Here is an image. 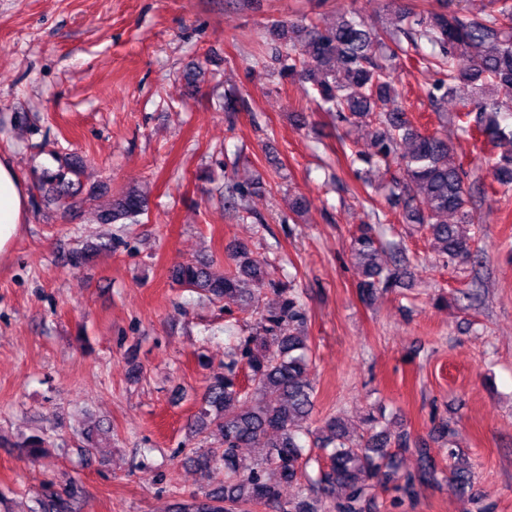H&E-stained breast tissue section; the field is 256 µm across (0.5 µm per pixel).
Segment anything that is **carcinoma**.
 <instances>
[{
    "label": "carcinoma",
    "instance_id": "cac0c4a2",
    "mask_svg": "<svg viewBox=\"0 0 512 512\" xmlns=\"http://www.w3.org/2000/svg\"><path fill=\"white\" fill-rule=\"evenodd\" d=\"M438 7L416 13L398 0H390L393 27L377 29L358 12L341 8L336 20L320 26L301 18L273 26L279 40L278 59L283 71L298 82L305 94H313L319 107L347 124L363 123L374 128L370 151L357 154L368 165L381 161L400 166L403 193L402 222L417 224L438 260L460 266L473 253V190L463 169L451 155L448 141L414 125L395 86L393 74L373 54L375 46L388 38L397 50L401 39L418 47L425 42L431 53L421 56L425 67L441 75L434 90L445 99L455 84L466 82L474 89L472 108L455 115L458 130L466 136L503 148L493 167L499 193L512 194V0L501 7L472 12L468 0H437ZM77 174L72 163L46 175L66 197ZM147 192L134 187L112 201L100 216L103 224L133 221L144 214ZM352 255L363 280L359 292L369 299L378 291L398 286L407 274L401 260L382 264L388 248L369 224L362 225L352 239ZM230 271L215 276L205 257L180 265L173 283L198 292L226 306L237 305L267 287L279 297L262 310L255 332L237 337L225 353L224 372L210 376L203 393L204 408L195 432L210 428L221 437L220 452L197 455L206 475L224 474V488L181 504L179 512H248L263 506L276 512H318L317 505L329 501L327 512H368L376 508L370 491L377 483L393 484L411 498L416 486L436 471L435 460L422 453L415 474L401 475L397 452L409 448L407 435L393 434L380 426V417L369 414L365 428L354 436L335 415L321 421L312 433V444L327 451L326 465L319 467L311 484L315 498L302 495L284 499L280 487L299 481L303 462L309 461L301 442L302 423L315 407V388L309 378L313 355L305 333L307 313L294 288H281L269 278L266 268L250 257L245 244L231 255ZM265 449L263 457L248 463L239 449ZM472 482V471L451 466L448 489L463 494ZM343 494L336 497V489Z\"/></svg>",
    "mask_w": 512,
    "mask_h": 512
}]
</instances>
